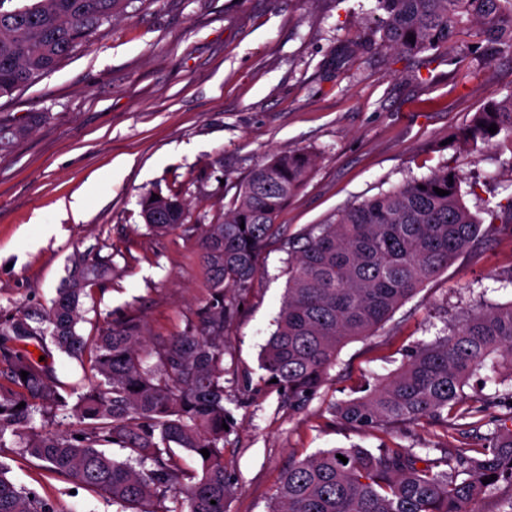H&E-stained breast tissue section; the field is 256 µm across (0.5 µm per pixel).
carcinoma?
Segmentation results:
<instances>
[{
	"instance_id": "carcinoma-1",
	"label": "carcinoma",
	"mask_w": 512,
	"mask_h": 512,
	"mask_svg": "<svg viewBox=\"0 0 512 512\" xmlns=\"http://www.w3.org/2000/svg\"><path fill=\"white\" fill-rule=\"evenodd\" d=\"M133 0H0V97L11 96L54 70L86 44L117 9ZM368 36L408 54L448 45L477 24L481 49L512 47V0H372ZM415 36L409 41V36ZM497 125V132L487 130ZM499 136L512 142V92L488 102L458 136L474 149ZM316 164L303 150L277 153L255 167L221 224L206 225L202 261L209 283L199 320L169 337L147 336L140 320L109 319L97 335L79 333L86 288L112 272L107 261L78 256L66 287L51 306L0 319V448L11 441L77 488L91 489L122 512H226L232 484L224 466V324L234 303L224 289L244 291L257 273V255L275 220ZM448 191L438 195L434 188ZM142 217L163 235L185 223V202L155 191ZM482 219L464 204L460 180L448 169L412 178L318 224L289 250L288 287L276 329L263 346L261 368L288 402L302 407L322 385L347 342L374 335L429 279L478 243ZM71 358L89 364L77 390L58 380L33 354H46L45 336ZM489 368L481 392L469 379ZM512 373V301L480 299L444 335L417 344L399 370L369 393L334 407V416L384 430L447 411L477 427L481 403L499 396L502 371ZM28 372L27 379L21 372ZM77 400L69 401L72 395ZM25 407L19 409V403ZM76 419V428L37 432L35 416ZM479 448L383 444L325 448L294 462L269 512H483L497 490L512 489V429L495 428ZM209 451L203 457L200 450ZM347 458L342 462L336 455ZM199 470L188 472L185 457ZM0 462V512H56L52 500L19 487ZM497 479L488 484L490 475ZM169 500L170 507L156 505Z\"/></svg>"
}]
</instances>
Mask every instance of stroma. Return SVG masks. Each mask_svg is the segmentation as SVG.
<instances>
[{
  "label": "stroma",
  "mask_w": 512,
  "mask_h": 512,
  "mask_svg": "<svg viewBox=\"0 0 512 512\" xmlns=\"http://www.w3.org/2000/svg\"><path fill=\"white\" fill-rule=\"evenodd\" d=\"M370 0H149L127 7L30 87L0 98V125L25 134L0 150V312L50 305L75 256L110 257L112 273L83 302L81 333L136 314L149 336L197 323L208 296L202 227L223 222L252 168L303 149L317 164L276 219L247 291L224 327V465L234 484L226 512H269L282 474L322 448H475L512 414L487 405L481 428L443 421L387 431L335 419V404L365 395L409 351L434 340L512 269V228L494 224L482 243L427 281L376 331L339 351L316 394L289 407L259 366L288 282V244L341 210L445 167L475 213L512 196V143L466 150L456 135L488 100L512 92V49L454 57L479 43L466 27L448 47L415 55L364 36ZM186 201V224L151 233L141 199L154 190ZM80 222L69 219L72 201ZM17 484L58 512H118L73 490L41 461L0 448Z\"/></svg>",
  "instance_id": "35a3bbf8"
}]
</instances>
